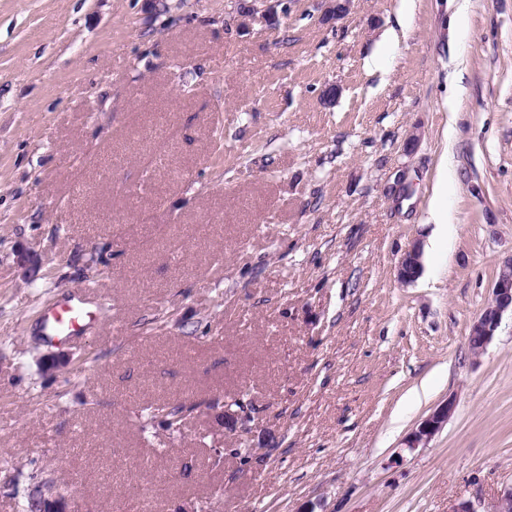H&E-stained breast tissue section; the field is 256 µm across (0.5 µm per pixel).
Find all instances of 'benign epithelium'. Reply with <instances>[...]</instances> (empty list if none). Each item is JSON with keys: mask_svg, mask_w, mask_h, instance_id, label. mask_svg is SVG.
Instances as JSON below:
<instances>
[{"mask_svg": "<svg viewBox=\"0 0 512 512\" xmlns=\"http://www.w3.org/2000/svg\"><path fill=\"white\" fill-rule=\"evenodd\" d=\"M349 7V0H328L323 19L327 22L343 18ZM423 270V250L419 241L411 242L403 253L396 270L397 280L401 283L415 281ZM512 313V258L505 261L496 274L492 296L484 305L469 329L468 346L472 355L477 357L484 352L495 336L502 318ZM455 409L451 398L437 405L425 417L406 439L407 448H425L441 431ZM38 512H82L72 496H62L53 491L45 494L37 505Z\"/></svg>", "mask_w": 512, "mask_h": 512, "instance_id": "7a95c632", "label": "benign epithelium"}]
</instances>
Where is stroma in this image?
Segmentation results:
<instances>
[{
    "mask_svg": "<svg viewBox=\"0 0 512 512\" xmlns=\"http://www.w3.org/2000/svg\"><path fill=\"white\" fill-rule=\"evenodd\" d=\"M459 2L0 0V512H496L512 319L467 335L512 256V0L462 36ZM171 396L183 432L138 418ZM423 270V250L419 241L411 242L403 253L396 270L397 280L400 283L415 281ZM54 333L60 338L80 336L88 325L82 311L70 304L56 306L51 310ZM455 409V401L448 398L437 405L433 411L425 417L406 439L407 448H425L432 439L441 431ZM38 512H82L83 509L75 501L74 497L62 496L49 491L37 505Z\"/></svg>",
    "mask_w": 512,
    "mask_h": 512,
    "instance_id": "stroma-1",
    "label": "stroma"
}]
</instances>
